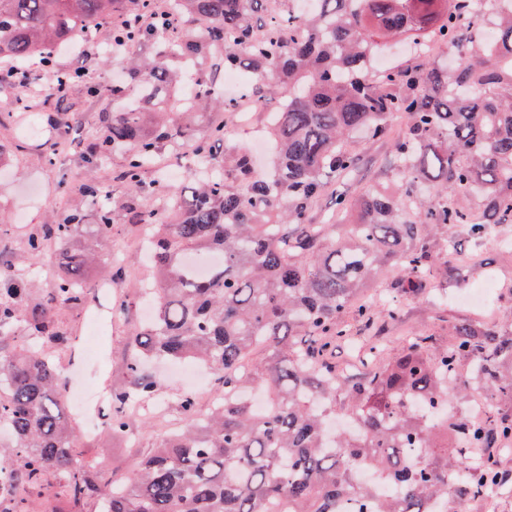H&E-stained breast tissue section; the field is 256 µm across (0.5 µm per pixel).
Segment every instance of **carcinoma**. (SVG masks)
<instances>
[{
  "instance_id": "carcinoma-1",
  "label": "carcinoma",
  "mask_w": 512,
  "mask_h": 512,
  "mask_svg": "<svg viewBox=\"0 0 512 512\" xmlns=\"http://www.w3.org/2000/svg\"><path fill=\"white\" fill-rule=\"evenodd\" d=\"M179 2L183 14L170 20L179 38L157 43L129 83L92 88L112 94L119 110L102 114V134L84 161L99 165L125 153L122 221L152 225L155 270L154 319L128 337L110 429L126 431L127 404H146L159 389L146 368L150 357L194 359L218 376L220 388L260 390L269 405L257 413L239 399L197 417L185 395V425L163 437L126 483L105 482L82 464L54 355L68 336L59 313L84 309L97 247L115 223L112 189L84 184L79 195L98 202L91 236L76 205L53 224L32 226L19 253L0 263V338L18 333L32 349L0 346V429L15 438L0 450V471L24 489L62 478L70 512L89 501L98 512H272L283 499L288 512H336L346 496L348 512H435L434 500L453 509L488 491L497 484L498 459L469 454L492 441L512 451V414L499 409L512 403V333L463 320L444 347L415 333L390 360L370 351L356 376L337 375L327 354L348 336L340 321L346 309L371 324L376 306L363 304L359 290L386 266L405 272L400 295L433 292L430 230L448 232L451 253L458 234L484 241L512 222V0L489 16L474 12V0H315L306 14L266 15L261 37L253 17L266 0ZM153 13L154 0H0V60H50L114 15L121 21L112 44H137L155 32L135 17ZM404 31L455 51L453 73L428 62L372 70L379 36ZM213 51L224 68L250 75L259 106L276 86L288 87L271 124L273 165L254 177L250 155H237L239 187L203 167L224 126L199 134L193 124L213 103L236 111L203 72ZM64 78L45 101L82 81L70 71ZM26 80L21 71L11 79L1 109L25 98ZM396 114L405 120L393 149L398 191L372 184L356 196L335 193L334 212L347 223L316 233L312 204L360 167L350 135L382 137ZM164 146L186 169L174 189L159 173L145 179ZM426 182L437 187L432 198L420 193ZM473 192L484 199L478 216L465 203ZM50 240L68 249L41 300L31 293L32 267ZM257 342L267 346L265 362L238 372ZM477 383L494 400L486 419L448 413ZM336 413L356 433L327 430ZM361 469L374 482L359 483Z\"/></svg>"
}]
</instances>
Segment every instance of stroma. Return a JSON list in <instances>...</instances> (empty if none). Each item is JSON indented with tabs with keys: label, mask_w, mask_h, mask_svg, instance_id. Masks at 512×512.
<instances>
[{
	"label": "stroma",
	"mask_w": 512,
	"mask_h": 512,
	"mask_svg": "<svg viewBox=\"0 0 512 512\" xmlns=\"http://www.w3.org/2000/svg\"><path fill=\"white\" fill-rule=\"evenodd\" d=\"M111 41L112 28L106 25L95 30L93 42L85 43L80 50L62 47L56 56L54 71L32 70L24 103L16 106L12 118L0 120V140L19 145L10 169L0 175V212L9 218L7 233L0 237L1 252L17 250L32 225L49 223L78 203L83 206L86 223H94V202L78 198L81 184L96 181L109 184L114 203L124 200L126 188L119 179L125 164L124 153H113L103 167L89 165L82 159L86 145L98 128L101 114L116 109L111 98L88 95L87 89L111 83L113 78L124 75L135 59L152 54L154 47L146 42L111 54L107 51ZM382 52L393 64L410 65L424 57L443 66L455 62L454 54L448 53L446 48L423 42L416 44L404 35L384 40ZM78 68L84 70L85 82L73 89L66 107L68 111L78 113L80 123L68 132V149L49 164L45 156L50 145L40 130L54 107L44 103L41 90L53 80L55 71ZM278 106L279 99L273 96L267 99L264 108L255 112L239 111L227 117L223 112L211 110L197 121L196 126L203 130L212 122L224 121V142L216 149L217 157L227 163L234 153L245 151L252 156L257 169L262 170L268 166L272 153L259 149L258 143L268 140L271 114ZM403 126L402 118L396 116L389 122L386 139L374 141L363 135L355 136L354 144L361 153L362 163L348 184L349 193H356L361 187L375 182L386 187L395 184L397 176L388 170L390 146ZM500 237V246L480 251L475 250L470 238H461L457 254L440 260L444 271L441 300L435 301L426 295L404 297L400 300L402 317L399 323L393 324L383 318L378 320V336L387 353L394 355L400 351L401 338L410 329L429 330L438 343H447L450 328L456 321L484 315L482 308L466 303L463 295L469 286L488 277L497 282L495 308L488 316L489 321L501 330L512 331V224L501 225ZM122 270L125 274L122 287L129 295L130 308L113 319L112 329L104 338L103 351L88 350L78 338L70 340L59 351L60 362L77 371L78 384L85 391L91 390L99 381L108 378L116 381L123 377L127 338L143 323L140 312L147 304L144 288L154 278L144 249L125 254ZM151 369L159 377L161 387L149 410L131 421L130 430L137 435V443H128L124 435L109 430L111 403L102 402L91 408L101 429L94 435L81 434L80 458L97 468L107 481L129 477L163 436L184 423L179 402L186 391L185 383L171 374L167 361H154Z\"/></svg>",
	"instance_id": "35a3bbf8"
}]
</instances>
